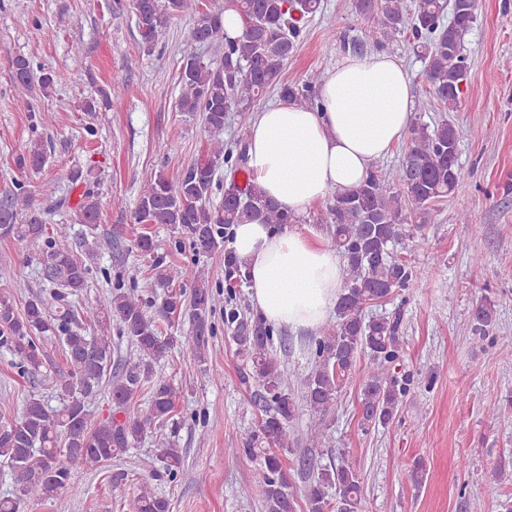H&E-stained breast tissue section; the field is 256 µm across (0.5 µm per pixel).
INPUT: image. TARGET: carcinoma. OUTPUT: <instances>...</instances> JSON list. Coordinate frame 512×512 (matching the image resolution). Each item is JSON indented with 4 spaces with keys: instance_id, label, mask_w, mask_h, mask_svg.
<instances>
[{
    "instance_id": "obj_1",
    "label": "carcinoma",
    "mask_w": 512,
    "mask_h": 512,
    "mask_svg": "<svg viewBox=\"0 0 512 512\" xmlns=\"http://www.w3.org/2000/svg\"><path fill=\"white\" fill-rule=\"evenodd\" d=\"M352 4L358 16L382 13L376 31L378 45L410 33L413 51L425 63V96L450 112L457 111L461 85L470 69L462 36L476 19L478 0H413L410 6L406 0H352ZM197 5L198 0L130 3L135 28L148 54L154 52L171 21L187 14L193 42L224 46L217 61L195 54L184 57L178 78L177 107L202 116L211 133L210 156L176 178L162 171L145 177L133 220L137 224L180 225L190 235L196 252L212 253L223 247L226 230L234 224L255 219L277 226L293 223V217L253 184L248 174L243 184L233 180L225 188L221 208H212L210 197L219 161L244 171L239 165L244 151L236 153L220 139L228 113L234 114L240 128L248 129L255 107L271 90L278 91L285 102L310 109L317 106L312 83L286 84L281 82V73L297 50L304 23L322 13V7L321 0H224V6L205 11ZM226 9L242 18L243 30L238 36L232 37L224 29ZM12 78L25 91L36 84L44 90L53 84L49 74L34 77L29 60L21 55L12 62ZM405 136L408 149L394 177L372 171L358 187L336 194L329 208L330 246L343 260V288L334 317L312 332L308 350L315 366L305 381L303 395L295 396L284 366L270 352L274 328L258 320L251 323L248 335L238 337L260 382L259 397L270 410L249 435L246 447L230 448L228 453L260 459L255 483L268 512H297L279 450L293 447L287 426L295 420L299 402L312 414L306 441L320 445L329 430L328 416L360 356L370 359L368 378L360 390L363 429L389 423L410 392L408 380L391 372L402 355L398 321L369 316L365 310L413 284L414 266L408 255L397 253V246L433 221L437 202L466 192L467 184L457 166L459 136L454 123L443 119L431 126L416 117ZM44 162L39 143L16 158L22 170L37 171ZM99 210L97 194L87 188L74 209L73 223L94 224ZM0 237L37 245L42 275L57 284L49 293L29 299L21 309L11 295L0 292V349L12 356L20 375L35 378L44 366L40 340L50 336L61 344L68 364V370L55 378L60 407L52 409L41 395L32 393L20 415L0 421V463L14 475L13 492L0 497V512H20L28 502L61 497L70 489L73 471L97 468L123 455L141 442L150 424L156 442L152 459L159 463L153 476L163 474L175 480L184 459L165 433L174 409V391L156 376L154 364L179 337L160 335L148 309L157 307L162 317H188L193 330L192 354L198 363H206L214 328L205 270L194 263L153 260L152 278L164 289L158 303L138 291L139 271L132 270L128 274L131 285L114 289L93 309L97 330L90 333L69 300L86 288L90 272L86 261L71 249V225L47 228L30 203V192L19 183L0 202ZM243 279L242 265L232 252H225V282L230 286ZM114 320L120 336L130 345L125 361L128 369L121 376L112 374ZM495 321V301L484 295L473 309V330L485 337ZM108 378L112 401L125 418L110 416L97 421L89 401ZM143 391L150 406L146 420L127 413L128 405ZM330 490L336 496L334 503L328 499ZM305 503L307 512H331L333 508L336 512H361V476L346 453L317 469L306 488ZM124 507L126 512H170L169 501L146 482Z\"/></svg>"
}]
</instances>
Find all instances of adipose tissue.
Masks as SVG:
<instances>
[{"mask_svg":"<svg viewBox=\"0 0 512 512\" xmlns=\"http://www.w3.org/2000/svg\"><path fill=\"white\" fill-rule=\"evenodd\" d=\"M412 86L387 55H347L320 86L321 108L282 102L257 113L247 139L253 183L295 216L355 188L405 134ZM231 248L268 323L312 331L334 310L343 265L314 233L253 221L234 226Z\"/></svg>","mask_w":512,"mask_h":512,"instance_id":"1","label":"adipose tissue"}]
</instances>
